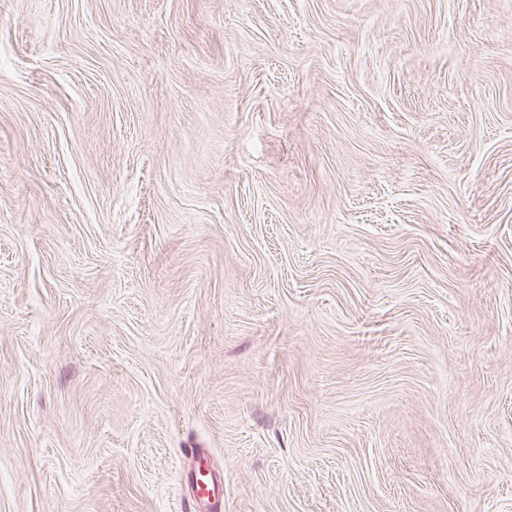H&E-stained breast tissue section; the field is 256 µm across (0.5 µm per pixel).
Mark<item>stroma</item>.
I'll list each match as a JSON object with an SVG mask.
<instances>
[{
    "mask_svg": "<svg viewBox=\"0 0 512 512\" xmlns=\"http://www.w3.org/2000/svg\"><path fill=\"white\" fill-rule=\"evenodd\" d=\"M512 512V0H0V512ZM192 494L189 498L194 509L205 512H222L224 509V480L207 466L199 464L192 480Z\"/></svg>",
    "mask_w": 512,
    "mask_h": 512,
    "instance_id": "stroma-1",
    "label": "stroma"
}]
</instances>
